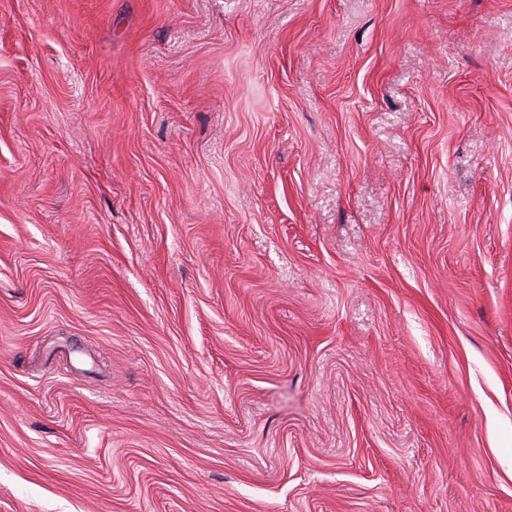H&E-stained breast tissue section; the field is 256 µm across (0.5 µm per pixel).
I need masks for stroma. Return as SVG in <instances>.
Wrapping results in <instances>:
<instances>
[{"mask_svg": "<svg viewBox=\"0 0 512 512\" xmlns=\"http://www.w3.org/2000/svg\"><path fill=\"white\" fill-rule=\"evenodd\" d=\"M0 512H512V0H0Z\"/></svg>", "mask_w": 512, "mask_h": 512, "instance_id": "obj_1", "label": "stroma"}]
</instances>
